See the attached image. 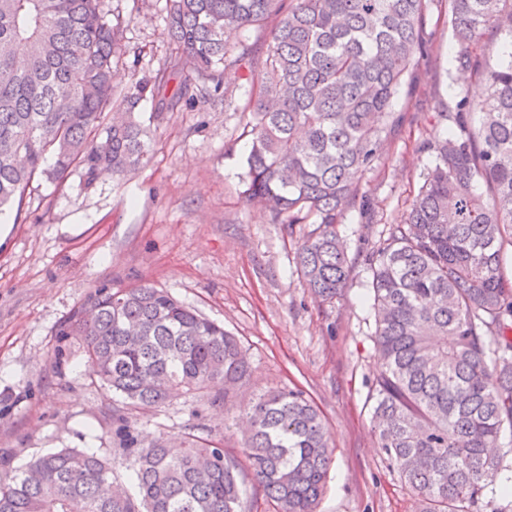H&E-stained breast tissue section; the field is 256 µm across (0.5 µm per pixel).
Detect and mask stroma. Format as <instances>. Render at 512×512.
Segmentation results:
<instances>
[{
	"instance_id": "stroma-1",
	"label": "stroma",
	"mask_w": 512,
	"mask_h": 512,
	"mask_svg": "<svg viewBox=\"0 0 512 512\" xmlns=\"http://www.w3.org/2000/svg\"><path fill=\"white\" fill-rule=\"evenodd\" d=\"M106 4L131 17L113 61L115 85L130 91L175 53L164 34L166 0ZM427 39L395 100L402 122L338 218L355 268L333 301L315 299L297 267L313 222L274 223L243 196L244 107L258 90L256 65L225 74L224 105L200 97L162 113L157 97L144 93L138 118L150 126V155L123 179L89 186L76 170L59 181L34 179L17 217L0 227V451L18 466L61 448L110 453L107 408L116 397L91 375L81 342L61 339L59 330L95 288L149 283L223 324L252 374L227 403L191 392L138 414L145 440L191 431L239 458L242 434L232 417L251 397L298 389L318 407L333 450L317 512H412V493L372 428L370 383L381 362L362 258L384 225L403 220L422 184L424 143L451 127L441 107L454 106L462 91L485 95L483 84L451 65L446 0L428 14Z\"/></svg>"
}]
</instances>
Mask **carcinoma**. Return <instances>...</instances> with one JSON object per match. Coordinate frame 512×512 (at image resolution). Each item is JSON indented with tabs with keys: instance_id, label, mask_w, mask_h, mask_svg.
Instances as JSON below:
<instances>
[{
	"instance_id": "obj_1",
	"label": "carcinoma",
	"mask_w": 512,
	"mask_h": 512,
	"mask_svg": "<svg viewBox=\"0 0 512 512\" xmlns=\"http://www.w3.org/2000/svg\"><path fill=\"white\" fill-rule=\"evenodd\" d=\"M432 0H169L177 46L155 75L121 93L112 62L128 20L104 19V0H0V212L30 182L82 170L93 184L147 159L150 132L134 114L146 91L162 112L197 94L224 97V71L253 49L228 32L265 29L260 90L249 102L243 194L277 224L318 226L297 263L322 302L347 287L353 262L336 232L362 176L397 126L393 100L418 66ZM456 69L487 86L458 95L453 127L426 142L424 182L399 224L366 252L376 350L372 381L378 447L414 496V512H506L512 496V0H448ZM27 50L16 56L17 45ZM183 80L165 92L175 75ZM121 119L103 123L104 114ZM59 335L78 336L91 373L122 397L110 408L108 456L78 448L21 466L0 453V512H251L239 461L193 434L170 448L140 439L133 411L220 382L240 389L250 366L235 336L162 288L102 286ZM244 454L276 512H316L332 450L323 420L300 390L248 406ZM132 471L133 486L114 469Z\"/></svg>"
}]
</instances>
